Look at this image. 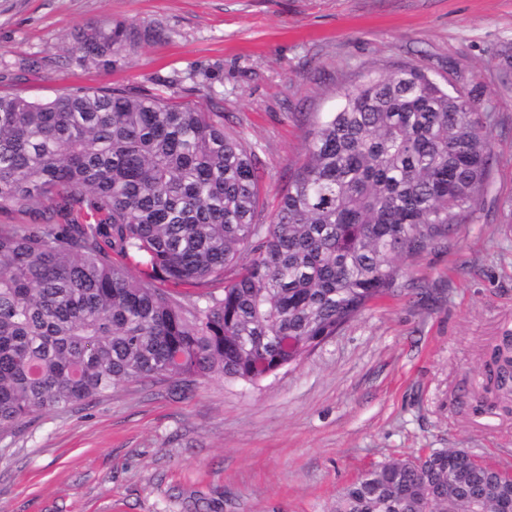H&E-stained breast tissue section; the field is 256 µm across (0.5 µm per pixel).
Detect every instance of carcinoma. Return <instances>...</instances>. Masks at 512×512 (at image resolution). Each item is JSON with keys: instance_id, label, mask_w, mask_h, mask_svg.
Returning <instances> with one entry per match:
<instances>
[{"instance_id": "1", "label": "carcinoma", "mask_w": 512, "mask_h": 512, "mask_svg": "<svg viewBox=\"0 0 512 512\" xmlns=\"http://www.w3.org/2000/svg\"><path fill=\"white\" fill-rule=\"evenodd\" d=\"M158 35L101 19L75 35L76 61L109 69ZM339 98L264 224L255 146L222 112L144 90L0 94V212L34 213L0 224V434L146 379L252 385L297 365L472 216L491 99L416 66ZM491 361L512 393V345ZM506 497L508 470L440 449L365 471L334 512H496Z\"/></svg>"}]
</instances>
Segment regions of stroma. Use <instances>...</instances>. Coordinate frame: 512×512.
Here are the masks:
<instances>
[{
	"mask_svg": "<svg viewBox=\"0 0 512 512\" xmlns=\"http://www.w3.org/2000/svg\"><path fill=\"white\" fill-rule=\"evenodd\" d=\"M105 18L163 36L79 66L73 33ZM511 42L512 0H0L1 93L148 89L223 113L256 147L266 222L316 121L367 72L418 65L496 106L474 219L406 259L393 293L259 385L145 381L31 416L0 436V512H332L362 471L421 450L512 469V399L487 378L512 333Z\"/></svg>",
	"mask_w": 512,
	"mask_h": 512,
	"instance_id": "35a3bbf8",
	"label": "stroma"
}]
</instances>
